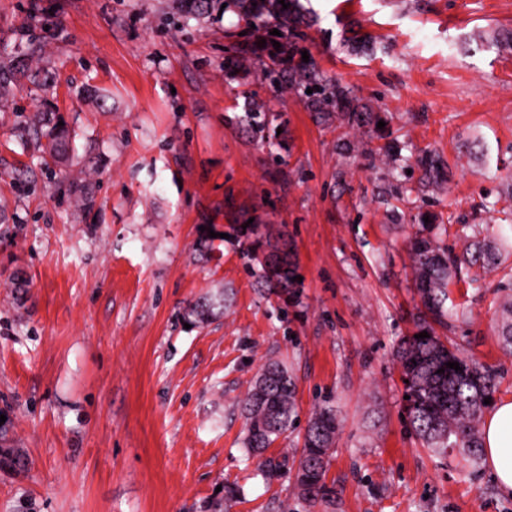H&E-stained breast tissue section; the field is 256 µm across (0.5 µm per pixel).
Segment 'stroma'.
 Returning a JSON list of instances; mask_svg holds the SVG:
<instances>
[{
	"instance_id": "1",
	"label": "stroma",
	"mask_w": 512,
	"mask_h": 512,
	"mask_svg": "<svg viewBox=\"0 0 512 512\" xmlns=\"http://www.w3.org/2000/svg\"><path fill=\"white\" fill-rule=\"evenodd\" d=\"M223 3L183 24L170 0H0V50L35 42L40 81L0 96V409L25 453L0 470V512H200L220 485L239 490L230 512H282L327 398L336 512H512L487 468L465 474L411 433L394 357L422 310L410 240L424 217L452 216L457 251L498 229L474 206L512 176V50L478 44L512 30V0H302L310 63L372 106L403 155L441 161L440 188L415 166L401 194L349 126L227 76L245 23ZM248 90L287 151L240 128ZM38 112L74 133L67 164L22 139ZM241 212L284 235L297 297L262 292ZM510 281L512 255L449 286L460 313L446 334L496 371L501 397ZM216 292L223 315L186 325L188 303ZM271 360L297 378L298 426L250 459L238 401Z\"/></svg>"
}]
</instances>
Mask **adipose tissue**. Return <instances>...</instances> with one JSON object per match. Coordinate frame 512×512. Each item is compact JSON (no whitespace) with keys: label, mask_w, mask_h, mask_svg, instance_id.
I'll return each instance as SVG.
<instances>
[{"label":"adipose tissue","mask_w":512,"mask_h":512,"mask_svg":"<svg viewBox=\"0 0 512 512\" xmlns=\"http://www.w3.org/2000/svg\"><path fill=\"white\" fill-rule=\"evenodd\" d=\"M482 451L500 491L512 495V397L499 399L485 418Z\"/></svg>","instance_id":"ef3b65f1"}]
</instances>
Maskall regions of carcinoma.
I'll list each match as a JSON object with an SVG mask.
<instances>
[{
	"mask_svg": "<svg viewBox=\"0 0 512 512\" xmlns=\"http://www.w3.org/2000/svg\"><path fill=\"white\" fill-rule=\"evenodd\" d=\"M283 8L278 0H224L226 7L234 9L250 25L244 40L234 39L226 47L224 63L234 75L246 67L251 57L262 51L267 57L266 67L259 80L285 86L304 99L307 108L326 122L345 121L361 127L376 125L379 118L367 107L354 103L350 87L329 77L314 66L295 62L298 47L295 39L302 19L297 0H285ZM279 30L280 35L272 34ZM264 32L266 46L258 49L249 39ZM279 42L276 49L273 42ZM18 66L8 57L0 61V87L13 83ZM312 93H306V90ZM268 112L263 101L250 98L246 102L242 118L254 133L264 132ZM27 135L35 148L51 161L61 163L70 155L69 130L48 117L31 120ZM424 178L434 182L440 174V165L431 156L417 159ZM434 234L417 233L410 244L416 288L425 308V317L418 323L417 333L427 332L424 339L404 337L395 352L400 366L404 394L409 396L405 404L408 423L421 441L422 446L440 456L450 450H458L476 472L482 459V435L480 423L488 405L484 399L494 397L498 390L496 373L488 366L447 345L436 336L430 322L447 323L455 305L450 303L448 286L452 273L459 266H477L484 272L500 268L503 259L502 243L505 239H480L476 236L467 241L461 254L443 243L442 235L447 228L435 224ZM267 253L275 257V264L262 266L261 278L277 297H288L296 288L297 276L288 258V245L279 236L265 240ZM498 337L504 348L512 352V297L505 298ZM224 310V295L203 297L188 307V316L196 324H202ZM459 363L460 370L446 366ZM296 383L288 366L279 361L265 364L252 380L241 399L244 419L243 448L247 456L261 454L281 436L294 428L297 418ZM11 419L0 425V467H20L23 457L11 445L9 438ZM336 415L329 402L318 406L310 416L303 434V444L295 472L292 495L307 512L316 506L336 508V500L327 487L325 478L330 458L336 444Z\"/></svg>",
	"mask_w": 512,
	"mask_h": 512,
	"instance_id": "cac0c4a2",
	"label": "carcinoma"
}]
</instances>
